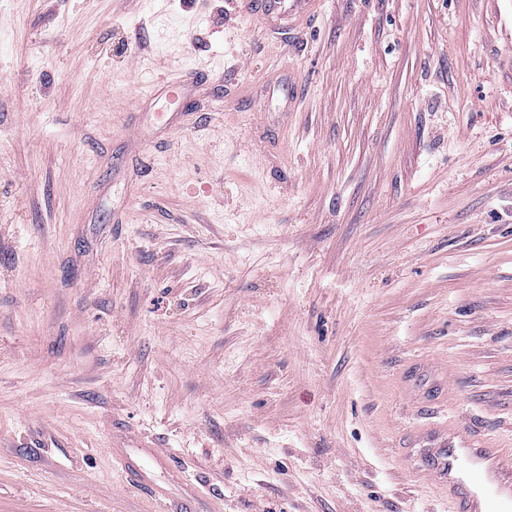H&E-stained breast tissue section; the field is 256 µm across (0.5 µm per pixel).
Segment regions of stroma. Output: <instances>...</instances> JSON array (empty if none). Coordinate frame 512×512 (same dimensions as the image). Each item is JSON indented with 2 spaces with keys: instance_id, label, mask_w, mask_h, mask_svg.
Listing matches in <instances>:
<instances>
[{
  "instance_id": "1",
  "label": "stroma",
  "mask_w": 512,
  "mask_h": 512,
  "mask_svg": "<svg viewBox=\"0 0 512 512\" xmlns=\"http://www.w3.org/2000/svg\"><path fill=\"white\" fill-rule=\"evenodd\" d=\"M439 421L512 448V0H0V512H448ZM320 0H246L247 9L259 22L288 35L308 27Z\"/></svg>"
}]
</instances>
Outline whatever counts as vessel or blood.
<instances>
[{
  "instance_id": "vessel-or-blood-1",
  "label": "vessel or blood",
  "mask_w": 512,
  "mask_h": 512,
  "mask_svg": "<svg viewBox=\"0 0 512 512\" xmlns=\"http://www.w3.org/2000/svg\"><path fill=\"white\" fill-rule=\"evenodd\" d=\"M320 0H245L259 22L275 30L308 27ZM415 473L447 492L448 512H512V448H495L457 426L448 443L425 449Z\"/></svg>"
}]
</instances>
